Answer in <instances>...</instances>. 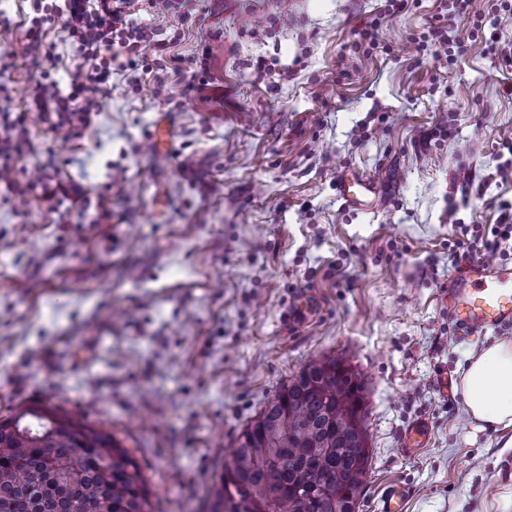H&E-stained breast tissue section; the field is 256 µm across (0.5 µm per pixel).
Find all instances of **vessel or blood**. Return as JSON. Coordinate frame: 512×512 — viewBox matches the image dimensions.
Listing matches in <instances>:
<instances>
[{"label": "vessel or blood", "instance_id": "obj_1", "mask_svg": "<svg viewBox=\"0 0 512 512\" xmlns=\"http://www.w3.org/2000/svg\"><path fill=\"white\" fill-rule=\"evenodd\" d=\"M336 191L346 206H364L373 184L349 174L336 178ZM460 335L512 325V265L484 261L465 264L442 296Z\"/></svg>", "mask_w": 512, "mask_h": 512}]
</instances>
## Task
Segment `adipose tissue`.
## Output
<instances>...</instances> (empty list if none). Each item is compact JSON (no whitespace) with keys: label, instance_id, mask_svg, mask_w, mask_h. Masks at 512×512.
Returning <instances> with one entry per match:
<instances>
[{"label":"adipose tissue","instance_id":"adipose-tissue-1","mask_svg":"<svg viewBox=\"0 0 512 512\" xmlns=\"http://www.w3.org/2000/svg\"><path fill=\"white\" fill-rule=\"evenodd\" d=\"M477 429H512V340H500L470 357L455 387Z\"/></svg>","mask_w":512,"mask_h":512}]
</instances>
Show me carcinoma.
<instances>
[{
    "label": "carcinoma",
    "mask_w": 512,
    "mask_h": 512,
    "mask_svg": "<svg viewBox=\"0 0 512 512\" xmlns=\"http://www.w3.org/2000/svg\"><path fill=\"white\" fill-rule=\"evenodd\" d=\"M363 400L344 361L303 368L239 435L207 512H356L370 466ZM0 512L150 510L143 475L114 436L31 405L0 419Z\"/></svg>",
    "instance_id": "1"
}]
</instances>
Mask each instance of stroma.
Listing matches in <instances>:
<instances>
[{
    "label": "stroma",
    "instance_id": "1",
    "mask_svg": "<svg viewBox=\"0 0 512 512\" xmlns=\"http://www.w3.org/2000/svg\"><path fill=\"white\" fill-rule=\"evenodd\" d=\"M36 3L0 0V110L25 113L35 146L0 180V417L77 416L136 460L152 512H204L242 429L336 357L365 382L358 512L398 487L403 512H497L512 436L438 385L512 339L459 335L440 303L456 242L512 202V63L495 53L512 23L492 0L458 19L453 66L420 41L444 0L383 20L382 0H190L183 19L137 0L144 54L76 136L39 117L36 83L68 90L78 57ZM341 171L374 182L367 208L337 198ZM48 173L65 194L46 197Z\"/></svg>",
    "mask_w": 512,
    "mask_h": 512
}]
</instances>
